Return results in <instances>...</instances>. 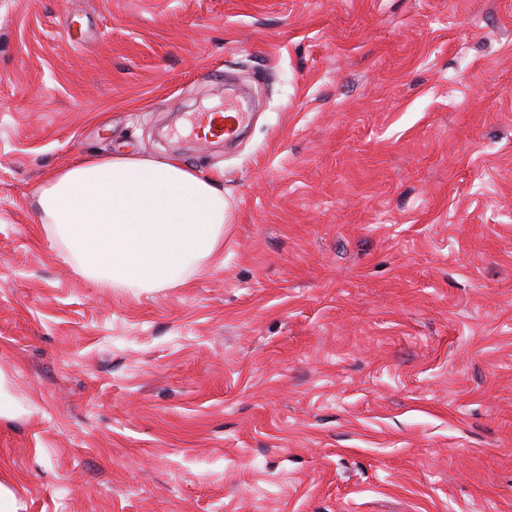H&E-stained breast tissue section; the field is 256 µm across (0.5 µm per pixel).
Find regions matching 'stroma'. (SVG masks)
Returning a JSON list of instances; mask_svg holds the SVG:
<instances>
[{
    "label": "stroma",
    "mask_w": 512,
    "mask_h": 512,
    "mask_svg": "<svg viewBox=\"0 0 512 512\" xmlns=\"http://www.w3.org/2000/svg\"><path fill=\"white\" fill-rule=\"evenodd\" d=\"M228 76L230 150L195 134ZM120 150L224 191L186 284L92 280L41 221ZM4 478L20 512H512V0H0Z\"/></svg>",
    "instance_id": "35a3bbf8"
}]
</instances>
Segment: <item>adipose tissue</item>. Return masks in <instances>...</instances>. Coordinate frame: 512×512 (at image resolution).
I'll return each instance as SVG.
<instances>
[{
	"label": "adipose tissue",
	"mask_w": 512,
	"mask_h": 512,
	"mask_svg": "<svg viewBox=\"0 0 512 512\" xmlns=\"http://www.w3.org/2000/svg\"><path fill=\"white\" fill-rule=\"evenodd\" d=\"M69 256L118 288L187 280L224 236V192L178 161L89 157L57 171L37 194Z\"/></svg>",
	"instance_id": "obj_1"
}]
</instances>
